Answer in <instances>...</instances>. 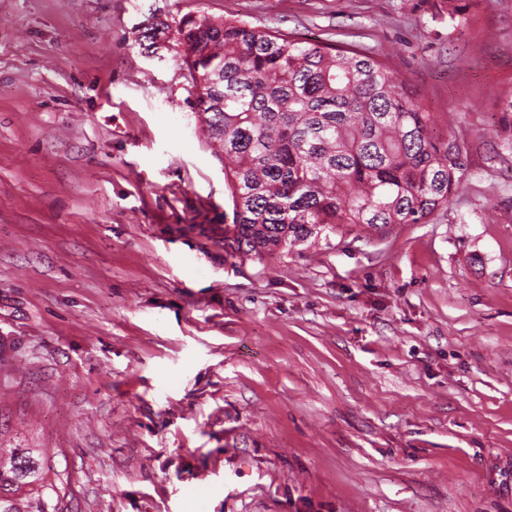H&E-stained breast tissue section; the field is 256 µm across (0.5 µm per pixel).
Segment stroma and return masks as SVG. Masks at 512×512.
Here are the masks:
<instances>
[{
    "mask_svg": "<svg viewBox=\"0 0 512 512\" xmlns=\"http://www.w3.org/2000/svg\"><path fill=\"white\" fill-rule=\"evenodd\" d=\"M0 0V422L69 512H512V0ZM386 55L455 127L426 224L224 245L151 17Z\"/></svg>",
    "mask_w": 512,
    "mask_h": 512,
    "instance_id": "obj_1",
    "label": "stroma"
}]
</instances>
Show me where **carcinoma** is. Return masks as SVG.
I'll list each match as a JSON object with an SVG mask.
<instances>
[{
	"label": "carcinoma",
	"instance_id": "cac0c4a2",
	"mask_svg": "<svg viewBox=\"0 0 512 512\" xmlns=\"http://www.w3.org/2000/svg\"><path fill=\"white\" fill-rule=\"evenodd\" d=\"M170 25L145 28V49ZM177 52L198 123L224 154L237 252L261 255L340 224H425L464 176V141L381 55L235 18L179 21ZM47 450L0 445V512H63Z\"/></svg>",
	"mask_w": 512,
	"mask_h": 512
}]
</instances>
